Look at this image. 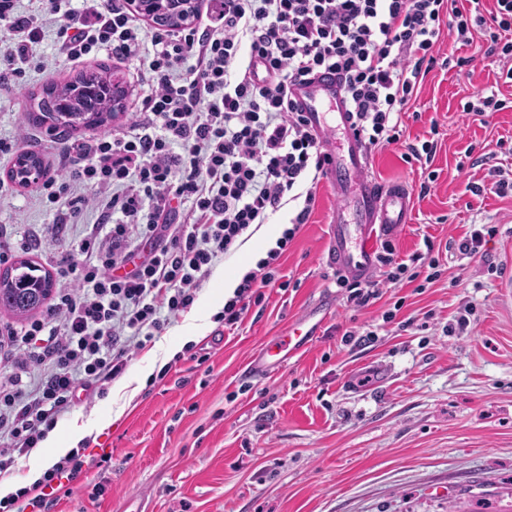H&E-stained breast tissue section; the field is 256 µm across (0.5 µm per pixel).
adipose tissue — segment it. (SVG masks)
I'll return each mask as SVG.
<instances>
[{"mask_svg":"<svg viewBox=\"0 0 512 512\" xmlns=\"http://www.w3.org/2000/svg\"><path fill=\"white\" fill-rule=\"evenodd\" d=\"M240 281L239 274L228 272L222 274L218 280V287L210 296L205 305L207 310L218 309L226 298L232 297ZM206 310V312H207ZM206 312H192L184 328L185 342H193L206 336L209 330V320ZM113 421L112 416H102L93 420H73L60 430L50 431L42 442L41 449L31 453L26 472L10 479L0 480V499L14 494L19 488L35 485L49 466L51 457L65 455L86 436L92 432H99L109 427Z\"/></svg>","mask_w":512,"mask_h":512,"instance_id":"obj_1","label":"adipose tissue"}]
</instances>
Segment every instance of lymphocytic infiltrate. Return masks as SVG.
<instances>
[{"mask_svg":"<svg viewBox=\"0 0 512 512\" xmlns=\"http://www.w3.org/2000/svg\"><path fill=\"white\" fill-rule=\"evenodd\" d=\"M209 0L206 21L144 29L125 0H37L23 13L18 0H0L7 63L0 78L19 79L55 26L60 54L73 62L109 48L141 56L146 89L128 127L68 144L66 164L35 180L54 206L52 231L102 199V233L65 243L63 264L76 283L56 289L44 314L25 327L0 324V475L36 448L81 396L101 393L152 343L167 317L195 301L223 256L235 252L251 225L285 201H302L255 269L227 299L225 328L242 322L269 288L286 290L281 258L315 208L327 158L288 96L290 83L319 70L340 73L354 126L368 148L397 145L406 162L431 154L429 142L405 138L401 114L437 63L442 34L472 44L480 27L486 56L501 63L499 81L512 85V0ZM151 52H144V44ZM85 186L74 193V184ZM44 377L27 391L32 367ZM87 464L82 449L59 458L43 476L32 512H49L66 476Z\"/></svg>","mask_w":512,"mask_h":512,"instance_id":"1","label":"lymphocytic infiltrate"}]
</instances>
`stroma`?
<instances>
[{
  "mask_svg": "<svg viewBox=\"0 0 512 512\" xmlns=\"http://www.w3.org/2000/svg\"><path fill=\"white\" fill-rule=\"evenodd\" d=\"M463 70L433 69L402 116L408 134L436 142L440 177L418 197L419 164L400 147L372 151L369 172L414 192L409 221L391 235L399 258L438 252L440 275L424 285L381 283L364 308L347 304L327 261L335 190L320 181L317 203L269 291L238 327L212 323L170 358L131 408L86 439L98 465L71 482L54 512H512V193L476 196L471 181L491 165L512 166V87L487 123L462 105L493 86L499 65L460 49ZM125 90L109 125L61 137L42 122L45 86L99 65ZM140 60L100 52L75 64L46 36L25 67V86L0 85V138L52 161L67 140L124 127L137 110ZM0 164V229L14 241L44 235L53 220L34 187ZM485 230L477 253L458 244ZM332 304L306 348L281 370L254 375L260 346L283 335L321 296Z\"/></svg>",
  "mask_w": 512,
  "mask_h": 512,
  "instance_id": "1",
  "label": "stroma"
}]
</instances>
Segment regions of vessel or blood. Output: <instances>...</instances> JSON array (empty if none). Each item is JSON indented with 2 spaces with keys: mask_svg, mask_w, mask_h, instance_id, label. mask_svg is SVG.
<instances>
[{
  "mask_svg": "<svg viewBox=\"0 0 512 512\" xmlns=\"http://www.w3.org/2000/svg\"><path fill=\"white\" fill-rule=\"evenodd\" d=\"M291 93L316 130H327L326 110L336 114L335 125L343 140L328 148L327 179L335 186L340 203L331 226L329 259L343 276L367 277L375 268L374 236L408 223L412 193L407 186L383 185L369 175V154L347 118L341 75L316 72L298 81ZM312 334L304 322L293 324L287 335L254 356L252 370L263 373L284 364L303 349Z\"/></svg>",
  "mask_w": 512,
  "mask_h": 512,
  "instance_id": "obj_1",
  "label": "vessel or blood"
}]
</instances>
